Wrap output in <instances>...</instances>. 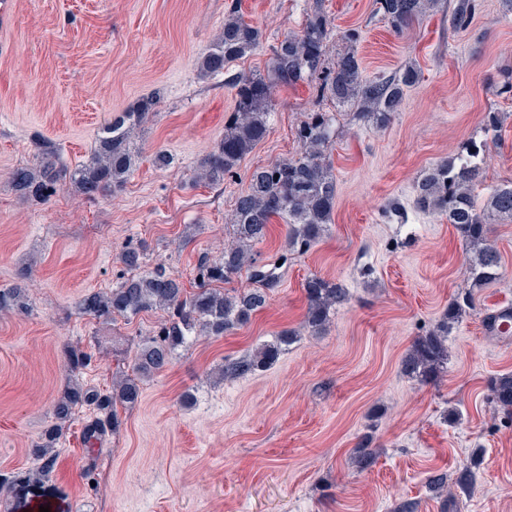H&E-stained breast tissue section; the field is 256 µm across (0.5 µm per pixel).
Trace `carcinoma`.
Returning <instances> with one entry per match:
<instances>
[{"label": "carcinoma", "instance_id": "obj_1", "mask_svg": "<svg viewBox=\"0 0 512 512\" xmlns=\"http://www.w3.org/2000/svg\"><path fill=\"white\" fill-rule=\"evenodd\" d=\"M385 18L401 29L424 15L438 0H378ZM475 0H456L451 22L464 28L471 21ZM333 23L314 0L300 31L285 38L273 51L268 76L235 73L229 82L236 89V105L224 126V140L200 161L196 179L218 184L237 167L268 130V110L274 87L314 81L323 97L343 105H353L359 114L380 126L390 122L404 88L417 80V71H403L366 80L361 76L360 61L350 48L326 63ZM258 28L240 16L238 2L228 7L224 29L215 43L201 57L203 74L222 75L232 63L251 53L259 44ZM155 101L146 97L131 110L109 120L89 158L69 170L57 161V151L42 145L33 162L16 167L10 182L18 194L28 200L46 201L68 183L86 197L123 189L139 150L134 147L133 133L147 121ZM332 118L325 112L310 114L297 131L301 142L298 157L273 162L256 169L250 177L248 191L238 196L232 218L235 241L224 245L215 256L204 254L196 270L197 291L186 292L180 280L159 263L153 270L140 272L144 250L127 244L120 261L127 270L121 281L107 291H94L76 303L78 314L111 322L117 317L130 320L154 308L166 312L152 332L140 340L132 366V374L122 376L112 391L102 394L78 383L67 385L54 404V422L43 432L29 454L40 462L37 470L0 471V494L13 487L29 484L47 475L56 463L55 448L64 429L76 411L87 407L94 419L86 425V436L99 439L119 428L118 407L134 408L140 401L141 381L166 370L175 352L201 337L217 338L249 322L263 309L269 292L278 283L275 272L257 263L252 248L262 242L271 220L278 218L288 226L286 248L305 251L323 236L336 201V181L330 166L324 164V148L330 140ZM485 146L470 142L466 152L434 167L416 187V206L422 211H435L452 224L471 249L468 260L469 279L475 287L495 281L500 275L502 256L489 238V221L497 217L512 222V180L491 188L484 208L477 207L474 190L479 184L483 159L470 155L484 153ZM246 275L250 288L227 289L224 284ZM303 289L307 302L305 325L318 334L330 325L336 307L348 301V288L340 281L318 275L308 277ZM469 302L456 297L448 303L437 324L412 342L403 358L404 370L421 382L435 380L448 367V333L460 321ZM32 304L26 289L16 284L0 287V312L27 314ZM290 330L278 333L275 340L263 345L253 355L224 359L223 375L235 379L255 374L272 364L294 343ZM70 371L86 368L91 356L78 346L66 351ZM496 406L512 414V372L491 380ZM367 436L353 449L354 463L360 470L371 468L376 453Z\"/></svg>", "mask_w": 512, "mask_h": 512}]
</instances>
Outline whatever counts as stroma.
Segmentation results:
<instances>
[{"mask_svg":"<svg viewBox=\"0 0 512 512\" xmlns=\"http://www.w3.org/2000/svg\"><path fill=\"white\" fill-rule=\"evenodd\" d=\"M230 2L14 0L0 25L13 46L0 55V287L31 269L34 306L0 314V471L36 467L29 450L67 383L111 391L162 317L157 309L103 323L76 311L82 295L119 282L127 242L145 244L143 269L165 264L195 291L199 257L219 254L234 235L230 216L251 173L299 153L297 130L310 112L335 117L326 159L336 180L332 222L311 248L286 252L278 219L256 245L260 263L279 267L264 309L179 350L143 381L139 404L120 410L118 433L87 446L88 418L76 415L48 479L0 497V512H397L406 500L417 512H512V417L490 391L495 376L512 372V342L485 329L488 298L512 297V223L492 219L501 274L475 288L453 225L414 205L426 172L473 141L487 154L478 204L512 179V13L503 0H477L459 29L449 21L454 0H440L398 30L376 0H322L336 26L330 54L355 28L364 79L411 66L418 82L383 128L355 107L319 100L313 83L276 87L265 137L211 185L196 181L195 165L223 140L236 91L224 76L201 75L199 61ZM240 2L261 41L231 70L266 74L309 2ZM148 96L157 110L135 137L140 155L122 191L88 198L67 186L37 203L13 190L10 171L32 160L38 142L53 143L61 164H81L100 127ZM489 112L497 128H486ZM161 150L170 157L163 168L154 162ZM314 274L349 290L318 336L304 326L303 283ZM466 293L471 305L448 337L446 372L419 383L403 370L407 349ZM283 330L298 339L267 370L222 379L225 358L247 356ZM76 345L92 359L72 374L66 350ZM187 391L190 406L180 402ZM367 434L378 459L360 472L350 457ZM471 464L470 489L430 488V476L452 478Z\"/></svg>","mask_w":512,"mask_h":512,"instance_id":"obj_1","label":"stroma"}]
</instances>
